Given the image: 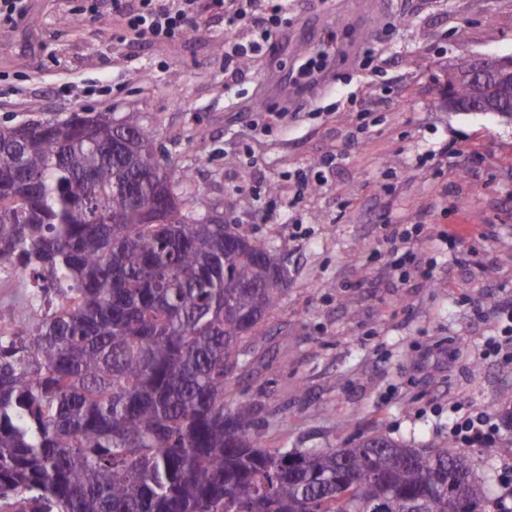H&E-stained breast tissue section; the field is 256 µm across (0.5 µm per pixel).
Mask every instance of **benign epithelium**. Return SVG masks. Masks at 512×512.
<instances>
[{
	"label": "benign epithelium",
	"mask_w": 512,
	"mask_h": 512,
	"mask_svg": "<svg viewBox=\"0 0 512 512\" xmlns=\"http://www.w3.org/2000/svg\"><path fill=\"white\" fill-rule=\"evenodd\" d=\"M455 85L473 84L481 88V98L461 101L448 91V108L456 112H494L511 118L503 108L505 100L512 98V56L485 58L454 68L449 76Z\"/></svg>",
	"instance_id": "benign-epithelium-1"
}]
</instances>
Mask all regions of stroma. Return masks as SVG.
<instances>
[{
  "instance_id": "obj_1",
  "label": "stroma",
  "mask_w": 512,
  "mask_h": 512,
  "mask_svg": "<svg viewBox=\"0 0 512 512\" xmlns=\"http://www.w3.org/2000/svg\"><path fill=\"white\" fill-rule=\"evenodd\" d=\"M88 5L27 0L6 27L0 125L136 116L203 209L271 246L288 291L230 395L257 404L260 445L350 448L383 434L447 448L490 486L485 512L512 508V364L481 356L498 332L497 296L512 290V121L446 105L452 68L512 55V0H288L287 26L229 66L224 47L252 32L227 34L219 11L151 42L126 34L125 0L103 4L100 19ZM321 51L330 78L301 76ZM273 68L296 84L291 98L265 89ZM388 224L423 225L428 276L402 281L388 267ZM448 231L471 251L467 268L434 247ZM1 308L10 334L49 305L24 276L2 274ZM453 404L503 421L493 455L452 438Z\"/></svg>"
}]
</instances>
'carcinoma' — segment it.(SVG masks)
<instances>
[{
	"mask_svg": "<svg viewBox=\"0 0 512 512\" xmlns=\"http://www.w3.org/2000/svg\"><path fill=\"white\" fill-rule=\"evenodd\" d=\"M122 152L112 157V142ZM156 134L103 112L0 126V272L60 299L0 335L9 512H475L466 460L372 436L263 448L226 395L288 288L270 248L207 222Z\"/></svg>",
	"mask_w": 512,
	"mask_h": 512,
	"instance_id": "obj_1",
	"label": "carcinoma"
}]
</instances>
